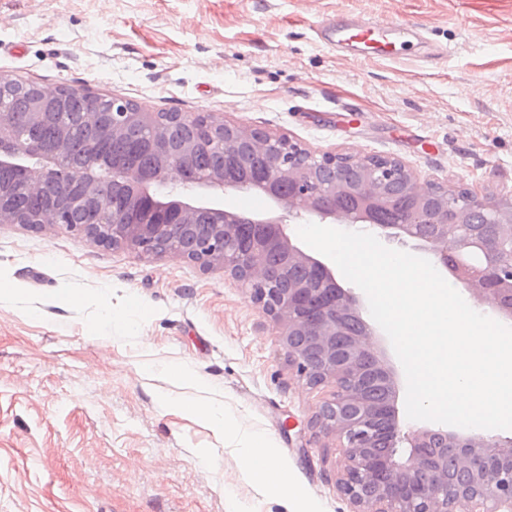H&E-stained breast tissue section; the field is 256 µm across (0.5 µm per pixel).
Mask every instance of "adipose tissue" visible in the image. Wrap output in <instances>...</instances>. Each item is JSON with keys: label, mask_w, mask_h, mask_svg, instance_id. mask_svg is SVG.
Instances as JSON below:
<instances>
[{"label": "adipose tissue", "mask_w": 512, "mask_h": 512, "mask_svg": "<svg viewBox=\"0 0 512 512\" xmlns=\"http://www.w3.org/2000/svg\"><path fill=\"white\" fill-rule=\"evenodd\" d=\"M169 405L187 411L195 419L212 425L224 435L239 438L243 443V452L239 458V467L243 475L263 492L294 502L293 512H312L304 493L290 479L288 467L270 434L242 429L236 420L225 416L222 405L210 400L188 404L173 399Z\"/></svg>", "instance_id": "adipose-tissue-1"}]
</instances>
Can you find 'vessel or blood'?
<instances>
[{
  "instance_id": "obj_1",
  "label": "vessel or blood",
  "mask_w": 512,
  "mask_h": 512,
  "mask_svg": "<svg viewBox=\"0 0 512 512\" xmlns=\"http://www.w3.org/2000/svg\"><path fill=\"white\" fill-rule=\"evenodd\" d=\"M317 32L320 39L333 49L364 56L374 53L396 61L401 59L404 48L417 29L404 24L387 27L374 20L339 14L324 19Z\"/></svg>"
}]
</instances>
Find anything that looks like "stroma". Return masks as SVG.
Listing matches in <instances>:
<instances>
[{
	"label": "stroma",
	"mask_w": 512,
	"mask_h": 512,
	"mask_svg": "<svg viewBox=\"0 0 512 512\" xmlns=\"http://www.w3.org/2000/svg\"><path fill=\"white\" fill-rule=\"evenodd\" d=\"M339 13L426 42L400 61L336 51L315 26ZM1 73L512 193V0H0ZM1 286L0 512H289L166 397L222 403L275 438L316 512H351L340 451L309 426L322 392L223 271L5 224Z\"/></svg>",
	"instance_id": "35a3bbf8"
}]
</instances>
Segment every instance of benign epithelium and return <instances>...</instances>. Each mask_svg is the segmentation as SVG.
Returning <instances> with one entry per match:
<instances>
[{"instance_id":"7a95c632","label":"benign epithelium","mask_w":512,"mask_h":512,"mask_svg":"<svg viewBox=\"0 0 512 512\" xmlns=\"http://www.w3.org/2000/svg\"><path fill=\"white\" fill-rule=\"evenodd\" d=\"M62 89L41 91L32 117L63 106ZM85 120L113 135L129 125L157 130V168L147 174L111 168L97 161L75 169L62 162L63 148L46 152L29 142L0 112V168H12L21 188L40 192L47 184H80L82 199L64 198L29 228H65L96 246H124L148 257L197 262L245 288L251 301L276 322L288 360L312 389L326 390L310 420L316 433L341 449L338 491L352 512H512V455L500 452V438L461 433L442 426L400 429L399 379L385 352L371 347L376 330L362 317V303L343 288L333 269L305 252L288 234L284 217H316L322 224H368L389 241L415 240L473 297L512 320V195L491 196L474 188L434 180L419 185L399 158L361 154L317 155L284 135L229 123L213 113L126 111V100L112 98V111L88 112ZM196 126L200 136L180 144L165 135L168 126ZM217 147L227 158L242 150L265 157L266 176L231 181L224 173L191 174L201 148ZM179 172L181 190L166 194L152 187ZM128 190V207L150 208V218L129 220L112 212V202L97 194L100 185ZM233 188L266 196L271 210L242 214L215 207L209 194ZM395 194L412 207L397 224L376 216ZM85 203L106 218L103 224L72 217ZM212 223L196 224L197 214ZM274 249L284 263L270 270ZM385 389L377 403L366 395V374ZM408 454L397 455L400 444Z\"/></svg>"}]
</instances>
